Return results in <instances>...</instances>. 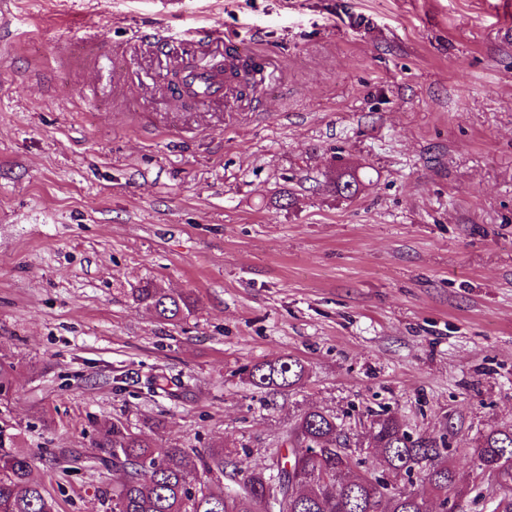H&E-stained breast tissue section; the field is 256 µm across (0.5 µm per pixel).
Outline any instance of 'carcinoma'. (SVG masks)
Instances as JSON below:
<instances>
[{
    "label": "carcinoma",
    "instance_id": "cac0c4a2",
    "mask_svg": "<svg viewBox=\"0 0 512 512\" xmlns=\"http://www.w3.org/2000/svg\"><path fill=\"white\" fill-rule=\"evenodd\" d=\"M336 193L351 196L357 178L340 171ZM131 300L157 319L179 322L194 311L188 293H174L152 281L131 289ZM305 366L280 357L248 373L256 388L272 393L299 385ZM347 435L335 414L308 410L286 430L291 456L262 468L238 466L222 448L162 446L122 422L103 426L95 446L118 475L112 487V512H266V485L283 482L276 512H458V500L471 497L491 512H512V425L491 427L471 449L495 489L458 488L448 458V435L413 436L405 421L386 411L372 414L367 444L377 450L379 478L368 480L369 458L345 464L341 449ZM38 458L0 447V512H56L54 499L36 474ZM232 467L236 487L224 490V470Z\"/></svg>",
    "mask_w": 512,
    "mask_h": 512
}]
</instances>
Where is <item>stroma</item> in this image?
I'll use <instances>...</instances> for the list:
<instances>
[{"label":"stroma","mask_w":512,"mask_h":512,"mask_svg":"<svg viewBox=\"0 0 512 512\" xmlns=\"http://www.w3.org/2000/svg\"><path fill=\"white\" fill-rule=\"evenodd\" d=\"M185 2L0 0V437L39 456L57 512H111L112 421L245 468L301 411L355 445L387 409L452 429L478 480L476 438L512 424L507 0ZM188 27L220 35L199 61L260 52V85L183 105ZM146 279L193 315L132 303ZM282 356L301 385L249 383Z\"/></svg>","instance_id":"1"}]
</instances>
